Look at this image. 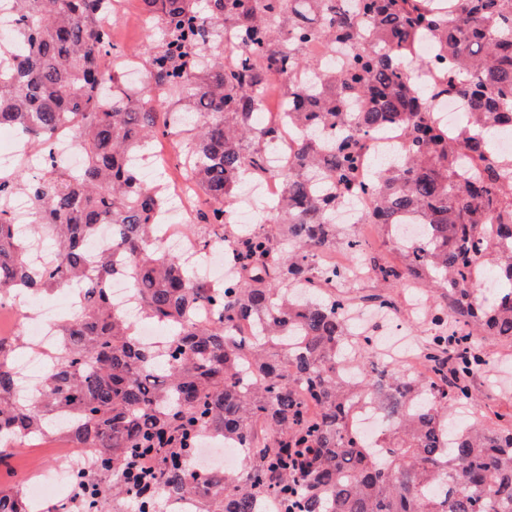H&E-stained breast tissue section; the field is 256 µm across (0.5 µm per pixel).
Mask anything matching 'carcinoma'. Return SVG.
I'll return each mask as SVG.
<instances>
[{
    "instance_id": "cac0c4a2",
    "label": "carcinoma",
    "mask_w": 512,
    "mask_h": 512,
    "mask_svg": "<svg viewBox=\"0 0 512 512\" xmlns=\"http://www.w3.org/2000/svg\"><path fill=\"white\" fill-rule=\"evenodd\" d=\"M18 32L0 46V128L19 129L36 146L69 131L85 157L77 172L54 163L32 177L18 166L0 174V194L33 196L29 225L54 245V262L28 257L0 212V298L22 285L40 296L77 287L86 301L61 325L50 373L24 400L10 357L22 335L0 337V442L51 436L65 416L67 439L91 452L63 512H140L162 496L194 495L200 512H256L264 497L282 512H512V426L476 410L472 384L487 359L470 327L512 343V251L488 241L496 225L512 242V157L493 156L491 134L512 124V0H139L144 25L160 38L145 62L141 96L103 55L124 56L99 0H14ZM230 29L248 47L228 58L216 40ZM348 46L329 67L314 44ZM444 60L443 94L464 106V131L448 140L419 74ZM288 72L281 119L297 149L281 171L284 197L273 223L245 234L226 214L241 179L266 170L250 145L272 132L259 117L272 94L268 74ZM158 92L180 110L172 120L150 105ZM398 122L405 147L376 167L364 192V224L397 225L411 216L426 237L402 252V267L372 259L390 286L409 276L432 288L441 344L425 346L435 378L400 365L370 373L368 349L345 318L349 298L308 288L297 307L293 286L318 271L336 245V204L356 189L360 131ZM179 137L176 167L209 207L199 242L241 235V283L221 291L153 242L161 183L143 178L134 159L151 143ZM102 224L112 244L90 253ZM135 261L141 318L170 327L171 344L148 351L133 324L109 306L116 267ZM502 286L485 304L474 282L486 270ZM198 305L213 319L192 320ZM248 321L250 333L234 335ZM348 368L358 380L346 382ZM392 401L398 418L378 453L356 431L354 407L367 397ZM208 432L246 449L238 472L200 475L182 466ZM149 463L145 478H129ZM0 512H28L23 496L0 489Z\"/></svg>"
}]
</instances>
